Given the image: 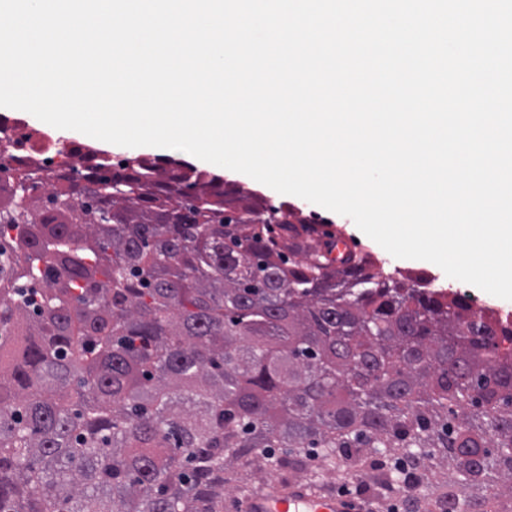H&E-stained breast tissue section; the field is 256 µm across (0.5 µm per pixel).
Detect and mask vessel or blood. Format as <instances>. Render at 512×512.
<instances>
[{"instance_id":"b4317fda","label":"vessel or blood","mask_w":512,"mask_h":512,"mask_svg":"<svg viewBox=\"0 0 512 512\" xmlns=\"http://www.w3.org/2000/svg\"><path fill=\"white\" fill-rule=\"evenodd\" d=\"M240 512H374L369 503L303 483L274 484L243 497Z\"/></svg>"}]
</instances>
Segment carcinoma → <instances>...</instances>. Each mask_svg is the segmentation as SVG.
<instances>
[{
  "label": "carcinoma",
  "instance_id": "1",
  "mask_svg": "<svg viewBox=\"0 0 512 512\" xmlns=\"http://www.w3.org/2000/svg\"><path fill=\"white\" fill-rule=\"evenodd\" d=\"M72 147L0 143V512H224L228 460L512 512L511 321L338 266L192 165Z\"/></svg>",
  "mask_w": 512,
  "mask_h": 512
}]
</instances>
